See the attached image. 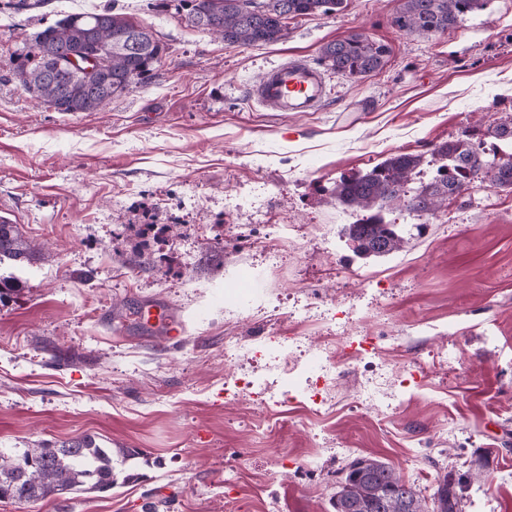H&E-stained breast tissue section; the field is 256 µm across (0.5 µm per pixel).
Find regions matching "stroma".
I'll use <instances>...</instances> for the list:
<instances>
[{
  "label": "stroma",
  "instance_id": "stroma-1",
  "mask_svg": "<svg viewBox=\"0 0 512 512\" xmlns=\"http://www.w3.org/2000/svg\"><path fill=\"white\" fill-rule=\"evenodd\" d=\"M107 4L167 46L153 81L102 112L26 93L14 51ZM399 4L344 0L233 47L178 0H0V212L41 252L0 264L18 287L0 301V448L89 434L118 476L0 512H334L363 456L425 502L464 475L461 512H512V190L389 211L404 242L376 259L331 195L512 116V0L428 38L392 26ZM355 32L390 50L376 76L328 74L315 112L250 101L272 66ZM151 304L179 334L140 322Z\"/></svg>",
  "mask_w": 512,
  "mask_h": 512
}]
</instances>
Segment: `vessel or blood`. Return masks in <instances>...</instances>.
Wrapping results in <instances>:
<instances>
[{
    "label": "vessel or blood",
    "instance_id": "1",
    "mask_svg": "<svg viewBox=\"0 0 512 512\" xmlns=\"http://www.w3.org/2000/svg\"><path fill=\"white\" fill-rule=\"evenodd\" d=\"M326 96L323 72L301 57L274 66L250 88L252 100L282 112L315 111Z\"/></svg>",
    "mask_w": 512,
    "mask_h": 512
}]
</instances>
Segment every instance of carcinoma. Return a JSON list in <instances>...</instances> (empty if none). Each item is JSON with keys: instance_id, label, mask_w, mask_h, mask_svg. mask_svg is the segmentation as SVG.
I'll list each match as a JSON object with an SVG mask.
<instances>
[{"instance_id": "obj_1", "label": "carcinoma", "mask_w": 512, "mask_h": 512, "mask_svg": "<svg viewBox=\"0 0 512 512\" xmlns=\"http://www.w3.org/2000/svg\"><path fill=\"white\" fill-rule=\"evenodd\" d=\"M192 27L213 34L226 45H271L288 36L286 13L294 17L331 15L344 0H181ZM489 0H401L392 26L411 36L426 38L457 27L467 17L486 9ZM142 29L110 8L99 12L70 13L36 33L17 48L12 71L22 88L56 112H94L135 84L152 81L167 48L157 38L143 40L137 50L126 47L131 35ZM111 50L105 69L79 73L59 68L54 58L78 51ZM387 48L362 33L322 46L318 64L347 78L363 79L382 68ZM486 135L512 146V117L489 125ZM431 161L442 162L431 181L411 186L415 172L425 164L420 154L398 153L369 171L336 183L341 204L360 213L343 227L353 252L363 258H380L399 248V225L386 220L385 210L402 206L408 212L434 213L446 202L463 195L474 181L512 190V153L503 159L488 155L470 139L444 142L434 148ZM36 251L17 225L0 222V263L29 264ZM116 483L112 449L95 437L83 435L69 441H42L21 451L0 448V495L30 503L67 494L102 492ZM465 489L461 479L439 483L434 512H457ZM334 512H423L417 491L387 463L369 457L352 460L341 470Z\"/></svg>"}]
</instances>
